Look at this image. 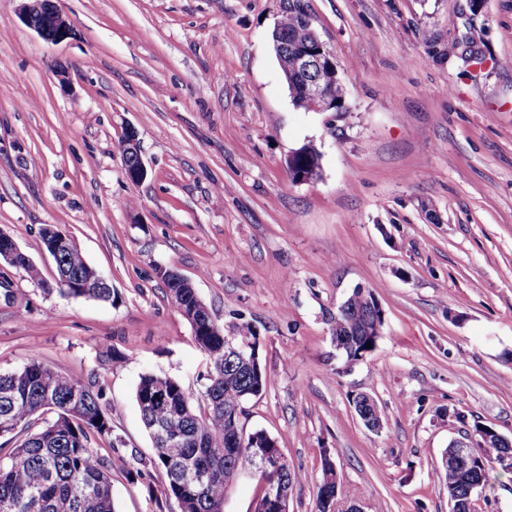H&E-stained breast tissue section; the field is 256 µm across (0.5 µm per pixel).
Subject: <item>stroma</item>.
Wrapping results in <instances>:
<instances>
[{
  "mask_svg": "<svg viewBox=\"0 0 512 512\" xmlns=\"http://www.w3.org/2000/svg\"><path fill=\"white\" fill-rule=\"evenodd\" d=\"M56 2L73 34L53 44L0 0V230L50 281L40 230L56 226L117 298L50 293L0 261V372L35 358L96 377L123 441L100 447L115 512H181L135 400L146 373L204 390L208 358L158 275L171 267L225 335L258 338L268 386L244 431L305 474L288 512H315L326 455L335 512H448L450 442L477 424L512 439V0H306L342 112L293 104L271 43L282 0ZM305 144L321 170L295 183L286 158ZM358 287L385 326L347 364L330 319ZM128 135L127 142L125 144L127 151L126 157L130 159L127 162L126 158L123 160V168L126 175V178L134 184H138L142 182L147 176V168L144 163V160L141 157L140 150L137 143L136 132L134 130H129L127 134H125L124 138L121 141V153L123 155V147L126 140V136Z\"/></svg>",
  "mask_w": 512,
  "mask_h": 512,
  "instance_id": "35a3bbf8",
  "label": "stroma"
}]
</instances>
